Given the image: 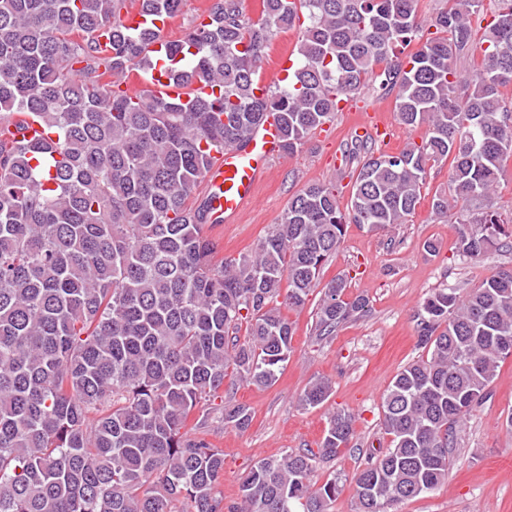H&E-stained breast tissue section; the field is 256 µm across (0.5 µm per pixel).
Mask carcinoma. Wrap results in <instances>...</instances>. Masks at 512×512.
Masks as SVG:
<instances>
[{
  "label": "carcinoma",
  "mask_w": 512,
  "mask_h": 512,
  "mask_svg": "<svg viewBox=\"0 0 512 512\" xmlns=\"http://www.w3.org/2000/svg\"><path fill=\"white\" fill-rule=\"evenodd\" d=\"M484 0H448L424 37L418 0H210L206 21L169 42L166 65L187 99L117 90L152 70L162 31L125 26L137 8L172 20L182 0H0V512H328L336 478L312 482L319 462L352 449L355 416L336 410L318 451L264 457L241 478L239 501L219 490L224 452L189 417L231 384L269 387L292 352L302 309L347 225L403 224L431 164L451 160L453 197L491 199L512 158V2L475 38ZM296 35L283 81L259 87L280 33ZM484 44L472 75L458 62ZM418 48L401 57L396 49ZM217 85L198 95L193 86ZM368 89L395 94L399 119L426 126L398 152L355 139L350 203L336 184L306 186L254 250L214 261L205 235L210 196L193 199L216 155L245 142L267 115L281 149L297 151L339 103ZM26 116L37 140L10 125ZM458 224V253L480 258L512 239L485 205ZM338 277L322 288L316 335L368 311ZM426 356L407 363L382 397L390 447L355 478V512H398L448 478L457 428L512 358V267L468 294L431 292L414 313ZM246 326L249 341L236 332ZM331 382L300 397L323 404ZM224 426L249 428L242 403Z\"/></svg>",
  "instance_id": "cac0c4a2"
}]
</instances>
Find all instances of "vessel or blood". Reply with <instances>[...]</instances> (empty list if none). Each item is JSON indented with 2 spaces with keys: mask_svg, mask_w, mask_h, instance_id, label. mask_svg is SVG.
Listing matches in <instances>:
<instances>
[{
  "mask_svg": "<svg viewBox=\"0 0 512 512\" xmlns=\"http://www.w3.org/2000/svg\"><path fill=\"white\" fill-rule=\"evenodd\" d=\"M121 88L131 97L146 89L172 99L185 95L181 86L172 83L159 70L155 71L152 82H144L133 75L122 82ZM280 152L275 119L270 116L245 145L226 148L223 155L218 156L205 177L209 187L216 191L213 202L215 223L233 224L239 220L255 200L260 181Z\"/></svg>",
  "mask_w": 512,
  "mask_h": 512,
  "instance_id": "b4317fda",
  "label": "vessel or blood"
}]
</instances>
